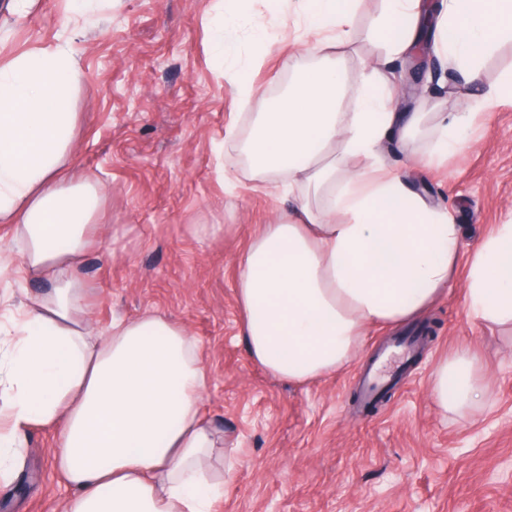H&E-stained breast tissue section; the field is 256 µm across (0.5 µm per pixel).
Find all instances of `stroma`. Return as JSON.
I'll use <instances>...</instances> for the list:
<instances>
[{
	"instance_id": "35a3bbf8",
	"label": "stroma",
	"mask_w": 512,
	"mask_h": 512,
	"mask_svg": "<svg viewBox=\"0 0 512 512\" xmlns=\"http://www.w3.org/2000/svg\"><path fill=\"white\" fill-rule=\"evenodd\" d=\"M382 9L381 0H358L349 70L385 56L367 36ZM256 18L278 37L253 69ZM221 21L218 0H87L78 21L70 0H34L25 10L0 0V62L75 26L84 79L69 103L76 129L65 169L71 179L97 183L104 197V229L83 269L95 285L92 323L104 334L113 319L157 311L200 341L209 376L202 411L237 443L216 512H512V347L499 327L468 317L462 284L426 312L435 338L403 364L389 399L376 406H361L359 374L377 350L412 335L414 322L372 329L356 360L301 387L250 361L240 338L237 261L250 235L287 210L288 200L251 179L242 145L251 118L267 111L309 57L287 4L249 0L225 33L255 90L241 108L210 42ZM510 68L512 42L487 54L479 85L465 86L440 62L423 74L421 97L397 109L433 123L440 113L465 111L469 97ZM472 139L439 168L412 172L415 186L461 225L467 246L512 213V100L479 119ZM194 224L236 230L196 236ZM463 345L484 351L493 395L477 410L443 416L430 374ZM54 446L50 430L29 433L18 476L0 483V512H62L70 491L55 473Z\"/></svg>"
}]
</instances>
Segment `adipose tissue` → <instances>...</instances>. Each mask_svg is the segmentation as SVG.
<instances>
[{"label":"adipose tissue","instance_id":"1","mask_svg":"<svg viewBox=\"0 0 512 512\" xmlns=\"http://www.w3.org/2000/svg\"><path fill=\"white\" fill-rule=\"evenodd\" d=\"M369 29L390 59L414 43L422 0H384ZM313 62L257 118L246 145L250 175L285 191L286 213L261 225L238 261L241 336L253 364L303 386L362 351L370 328L398 326L463 280L470 317L512 326V220L460 248L447 211L388 170L382 144L413 138L420 118L395 111V90L375 67L349 75L343 49L357 30V0H296ZM441 49L469 82L512 40V0H444ZM83 79L70 35L0 65V268L41 283L0 324V476L14 472L23 436L55 433V469L71 491L63 512H213L224 491L208 465L236 464L233 442L201 412L208 374L187 327L152 312L88 319L82 274L100 232L98 185L62 175L75 133L68 103ZM477 113L440 121L423 168L468 141ZM430 387L441 413L475 409L489 393L477 352L438 362Z\"/></svg>","mask_w":512,"mask_h":512}]
</instances>
